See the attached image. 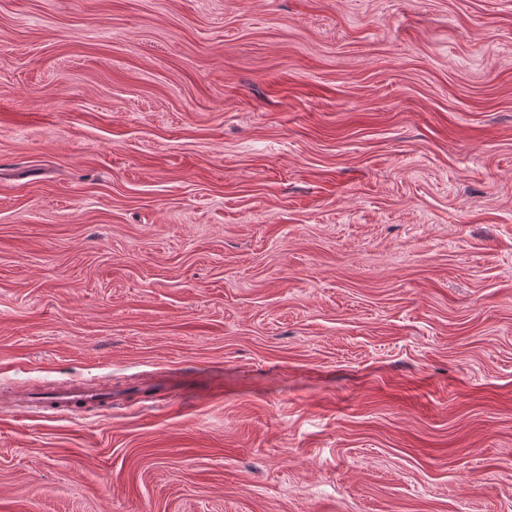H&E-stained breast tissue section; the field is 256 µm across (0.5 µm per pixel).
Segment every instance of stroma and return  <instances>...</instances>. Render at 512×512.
I'll use <instances>...</instances> for the list:
<instances>
[{"mask_svg": "<svg viewBox=\"0 0 512 512\" xmlns=\"http://www.w3.org/2000/svg\"><path fill=\"white\" fill-rule=\"evenodd\" d=\"M0 512H512V0H0ZM50 398L55 401L58 412L71 411L77 407V402L97 403L103 405V409H112V390L107 387L75 386L56 392Z\"/></svg>", "mask_w": 512, "mask_h": 512, "instance_id": "stroma-1", "label": "stroma"}]
</instances>
